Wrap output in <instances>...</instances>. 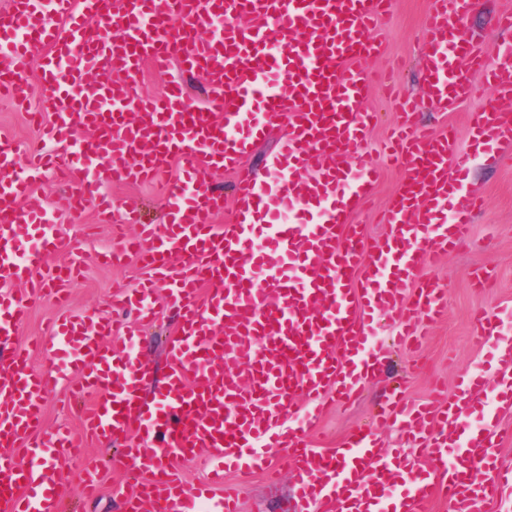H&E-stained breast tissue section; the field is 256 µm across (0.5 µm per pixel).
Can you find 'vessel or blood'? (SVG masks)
<instances>
[{
  "label": "vessel or blood",
  "instance_id": "obj_1",
  "mask_svg": "<svg viewBox=\"0 0 512 512\" xmlns=\"http://www.w3.org/2000/svg\"><path fill=\"white\" fill-rule=\"evenodd\" d=\"M432 4L424 94L403 98L388 146L402 184L384 216L388 235L371 241L352 220L380 179L364 150L377 115L363 107L373 77L360 62L382 48L371 32L390 0H11L0 13V98L29 108L30 50L43 47L47 138L59 144L80 126L95 136L23 159L0 133V512H56L59 486L40 458L63 461L81 455L83 440L127 435L122 512H240L224 473L272 474L270 447L288 451L298 512H426L437 497L448 512H485L512 491L496 420L465 423L488 397L512 408V310L475 314L492 376L463 370L455 398L437 390L422 403L392 386L373 423L337 447L307 441L327 407L357 400L379 376L387 351L375 338L378 314L400 315L396 337L407 347L442 317L443 288L416 274L463 243L482 207L465 187L475 151L512 143V111L502 108L512 103V65L496 60L512 55V12L498 16L504 40L489 48L460 33L481 0ZM215 25L218 36L202 37ZM146 61L180 71L155 99L135 91ZM477 72L500 107L471 113L464 150L455 127L435 134L416 117L426 105L459 111L478 94ZM197 75L213 111L188 104L184 79ZM267 142L269 179L245 165ZM177 159L186 168L163 183L164 224L142 225L100 254L113 266L135 259L148 273L114 291L113 307L152 319L161 287L177 311L163 387L135 352V330L92 310L56 320L44 338L56 371L33 369L16 342L28 304L63 295L78 272L76 262L49 260L69 247L64 219L92 209L111 222L119 207L108 186L152 181ZM222 167L238 177L233 217L218 225L224 195L205 174ZM51 169L67 178L63 196L26 208ZM54 386L91 396L79 408L82 439L65 428L44 434ZM386 427L402 432L405 448H382L376 431ZM201 448L212 470L190 487L177 466ZM412 448L425 449L429 467L410 458Z\"/></svg>",
  "mask_w": 512,
  "mask_h": 512
}]
</instances>
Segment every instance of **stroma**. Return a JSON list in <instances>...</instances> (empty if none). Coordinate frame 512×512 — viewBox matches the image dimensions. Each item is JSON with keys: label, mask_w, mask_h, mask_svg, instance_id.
<instances>
[{"label": "stroma", "mask_w": 512, "mask_h": 512, "mask_svg": "<svg viewBox=\"0 0 512 512\" xmlns=\"http://www.w3.org/2000/svg\"><path fill=\"white\" fill-rule=\"evenodd\" d=\"M430 8V0H392L377 32L382 50L363 62L370 70L396 72L402 89L412 95L422 92L419 65L425 42V19ZM504 9L512 10V0H485L462 26V35L480 38L487 45L500 42L494 19ZM0 130L20 149L36 145L41 139L38 126L28 114L1 99ZM382 168L383 178L371 201L358 207L353 214L354 223L360 224L371 239L387 234L388 227L381 222L380 212L401 183V173L396 165L386 162ZM468 188L482 195L486 206L471 224L465 245L419 271L420 277L433 279L444 289L447 309L443 319L435 325L419 350L408 351L394 346L385 372L367 383L354 404L326 412L310 431L312 447H335L349 431L368 424L374 407L393 381H402L410 401L418 402L426 398L435 381L441 382L448 392H455L461 368L487 369L489 349L473 333L472 313L478 308L495 311L512 306V146L477 154ZM110 192L115 201L137 202L135 223H163L164 211L157 184L114 185ZM62 231L76 245L77 258L83 265L81 278L71 289L69 304L72 308L106 311L114 285L131 286L142 278L143 272L135 261L119 267L100 264L98 252L111 242L113 229L111 225L96 223L92 212L65 221ZM483 268L492 271L493 277L487 288L477 292L470 287L469 281L475 270ZM57 314L52 299L34 302L28 321L18 334V340L28 350L31 365L36 370H46L53 360L52 354L40 345L39 338ZM175 323L173 315L162 313L138 338L141 355L153 364L160 378L166 372L165 340ZM90 452L107 464L102 478L103 492L96 499H85L79 479L80 461H64L59 470L62 484L60 512H117V498L127 490L120 445L113 441L102 442L92 446ZM269 460L282 471L280 484L268 486L261 475H254L243 490L241 512H294L287 453L281 448L271 449Z\"/></svg>", "instance_id": "obj_1"}]
</instances>
